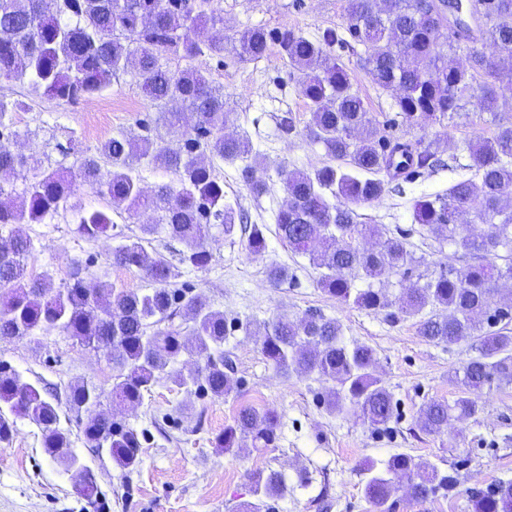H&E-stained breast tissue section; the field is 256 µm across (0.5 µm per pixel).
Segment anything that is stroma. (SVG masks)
<instances>
[{"label":"stroma","mask_w":512,"mask_h":512,"mask_svg":"<svg viewBox=\"0 0 512 512\" xmlns=\"http://www.w3.org/2000/svg\"><path fill=\"white\" fill-rule=\"evenodd\" d=\"M219 6L229 40L245 26L293 28L313 38L329 27L345 29L348 23V0H220ZM332 53L352 72L368 112L381 125V135L434 145L446 161L443 167L398 179L379 201L360 206L362 223L409 231V250L426 263L464 266L466 260L454 245L422 235L412 220V205L420 197L445 194L455 182L470 177L468 143L494 130L480 95H473L462 115L447 126L411 127L396 120L394 95L377 89L367 77L361 45L339 43ZM199 67L224 94L230 114L227 133L248 135L269 175L268 191L257 197L242 182L238 164L224 161L217 168L226 197L248 213L251 223L263 225L266 252L248 254L241 237L219 232L208 270L183 267L175 280L177 287L193 288L212 309L223 312L228 325L224 350L236 367L237 394L215 399L185 393L163 381L138 406L117 409L119 419L145 435L141 463L126 474L108 455H95L85 446L83 423L65 404L70 384L78 381L111 390L113 370L102 354L52 330L32 341L0 339V364L51 387L72 450L97 477L102 512H240L241 505L254 499L250 474L268 469L280 472L285 483L282 494L268 501L269 512H376L363 494L361 468L394 454L434 464L458 482L423 503L398 490L390 499L392 512H472L469 490L512 480V383L476 391L480 414L452 421L437 435L419 430L424 402H450L460 395L455 373L475 356L474 341L449 346L429 342L419 335L416 319L396 321L386 311L339 302L318 288L319 271L309 257L276 234V214L284 198L277 169L311 171L328 161L323 147L304 134L310 114L296 77L274 50L250 60L228 48L223 57L200 61ZM150 109L140 87L122 74L89 100L70 105L45 98L18 112L17 136L9 147L39 154L50 168L69 169L77 150L96 148L120 129L139 133V121ZM286 116L294 118L296 134L283 133L280 121ZM112 219V230L95 240L78 234L70 211L43 224L24 225L35 243L29 274L50 273L60 285L69 280L75 265L83 264L94 279L122 288H149L138 269L110 264L112 247L137 225L136 219L117 213ZM273 263L288 268V283L276 287L269 282L267 269ZM308 310L339 321L345 343L375 350L378 374L397 404L386 430H372L351 410L329 412L324 381L274 368L241 328L247 321ZM244 407L278 414L276 447L238 454L217 451L212 438ZM0 512H92L77 496L73 480L45 452L39 427L27 419L18 420L11 441L0 444Z\"/></svg>","instance_id":"stroma-1"}]
</instances>
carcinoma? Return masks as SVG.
<instances>
[{"mask_svg":"<svg viewBox=\"0 0 512 512\" xmlns=\"http://www.w3.org/2000/svg\"><path fill=\"white\" fill-rule=\"evenodd\" d=\"M349 0L347 31L363 46L370 81L396 93L403 120L410 125H442L458 115L465 100L480 91L497 125L489 137L468 144L475 177L453 184L448 193L423 197L413 205V222L429 236L448 242L472 262L444 267L423 284L404 289L393 302L381 288L359 280L385 273L406 281L421 262L404 239L378 224L359 221L356 207L377 201L391 178L421 174L434 168L431 146L383 140L367 111L354 77L328 52L342 41L334 28L311 40L293 28L260 26L236 31L232 48L250 59L264 57L270 46L297 74L312 120L306 137L324 147L331 163L305 171H278L284 200L276 215L279 237L310 257L320 270L317 287L339 301L367 310L396 308L395 318L420 317L418 332L437 344H455L478 337L477 355L455 372L463 392L453 402L431 399L419 411L418 427L437 434L453 418L480 412L470 393L493 383L512 382V312L498 306L497 284L512 279V211L503 202L512 196V116L495 112V83H512V0H470L474 26L454 31L449 39L447 17L432 0ZM224 13L215 0H0V79L23 84L30 98L47 97L77 104L106 89L118 73H129L156 109L157 117L141 120V135L118 130L95 151H81L76 165L53 170L34 154L13 152L3 141L16 136L14 114L27 103L0 97V197L15 193L22 181L23 204L0 201V228L9 224H41L61 211L78 215V232L96 239L112 227L105 210L84 211L72 203L77 188L87 186L105 197L115 211L131 217L151 213L138 232L112 247V264L135 267L153 283L147 290L116 288L87 278L79 264L68 282L56 288L49 274L30 276L27 260L33 239L20 232L0 238V337L33 339L57 329L78 343L101 352L112 368L110 398L115 406L133 407L162 380L186 391L199 389L217 398L237 391L231 358L224 356L227 323L199 293L174 289L176 265L147 245L164 236L183 245L179 264L206 270L212 262V229L224 236H246L248 252L261 254L267 243L258 225L248 223L242 209L224 202V181L212 159L241 161L240 176L255 196L264 194L265 167L253 153L250 138L229 136L224 95L210 86L194 66L173 70L164 62L170 53L190 61L224 56ZM490 41L498 57H487L474 43ZM470 43L469 65L454 64L448 52ZM177 139L163 144L160 129ZM163 168L171 183L141 186L144 167ZM472 212L486 224L483 232L464 234L459 216ZM502 263H496V260ZM177 317L187 328L174 324ZM155 326L157 330L149 332ZM263 357L280 370L316 374L331 383L326 405L331 412L352 408L371 427L391 422L396 403L375 374L376 353L366 344L347 345L340 324L309 312L294 318L278 316L248 322ZM194 370L174 369L184 356ZM103 394L85 382L69 388L68 404L76 414H89L83 427L85 445L106 453L123 471L140 464L141 433L114 418ZM40 426L43 448L60 466L73 467L78 493L100 510V491L92 469L70 452V433L60 427L59 404L50 388L38 386L19 372L0 366V443L11 440L17 420ZM279 417L253 407L241 409L214 438L230 453L245 448H275ZM406 482L412 497L424 502L447 480L438 469L395 454L378 470L365 468L363 492L377 512L396 491L394 479ZM257 501L244 512H263L265 500L283 491L276 471L250 475ZM473 512H512V481L500 482L470 495Z\"/></svg>","mask_w":512,"mask_h":512,"instance_id":"cac0c4a2","label":"carcinoma"}]
</instances>
